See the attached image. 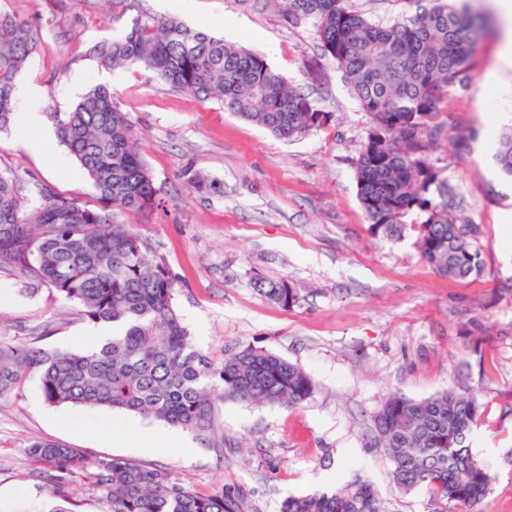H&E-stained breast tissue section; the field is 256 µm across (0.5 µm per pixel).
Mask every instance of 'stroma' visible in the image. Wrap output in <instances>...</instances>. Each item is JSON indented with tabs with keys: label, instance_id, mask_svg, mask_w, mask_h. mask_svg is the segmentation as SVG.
<instances>
[{
	"label": "stroma",
	"instance_id": "35a3bbf8",
	"mask_svg": "<svg viewBox=\"0 0 512 512\" xmlns=\"http://www.w3.org/2000/svg\"><path fill=\"white\" fill-rule=\"evenodd\" d=\"M261 56L321 102L327 125L295 140L170 90L145 71L106 69L92 58L123 28L109 24L111 0H0V12L30 22L39 49L19 84L41 90V112H65L91 87L107 86L128 112L158 189L147 214H121L147 258L165 259L179 280L174 305L193 346L215 359L252 345L300 366L314 392L301 405L214 400L208 430L178 429L179 447L112 442L127 413L95 410L106 428L74 424L79 407L46 403L37 382L0 400V491L22 489V512H52L51 471L30 461L36 440L83 449L92 459H128L171 469L193 491L224 488L241 512H279L291 495L365 481L385 512H446L427 492L399 491L387 454L371 445V418L390 394L420 400L453 388L480 406L469 444L491 476L481 512H512V181L493 160L512 124V76L497 79L499 37L486 35L467 91L442 104L449 135L432 153L466 216L481 230L485 269L448 281L414 246L373 236L358 200L354 161L369 128L310 25H288L261 0H140ZM37 130L0 132V169L86 202L96 191L67 149L51 140L23 147ZM287 282L299 301L285 308L254 286ZM0 340L44 336L45 346L84 349L88 322L78 306L0 265Z\"/></svg>",
	"mask_w": 512,
	"mask_h": 512
}]
</instances>
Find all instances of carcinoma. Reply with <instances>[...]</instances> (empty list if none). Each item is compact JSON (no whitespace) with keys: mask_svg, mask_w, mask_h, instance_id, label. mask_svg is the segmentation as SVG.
<instances>
[{"mask_svg":"<svg viewBox=\"0 0 512 512\" xmlns=\"http://www.w3.org/2000/svg\"><path fill=\"white\" fill-rule=\"evenodd\" d=\"M294 26L309 23L366 112L369 128L355 162L358 199L372 235L400 240L417 233L420 258L437 275L483 274L480 229L459 214L442 170L429 153L448 122L439 104L472 82L483 15L459 0L428 5L392 23H376L350 0H273ZM135 0H112L119 24ZM38 46L33 25L0 13V131L16 123L15 85ZM105 68H138L175 91L218 101L224 111L292 140L327 121L319 102L290 84L257 54L193 29L176 17L139 12L125 34L97 44ZM57 136L98 194L90 205L34 185L31 207L18 175L0 171V262L80 307L93 324L117 328L103 346L73 351L0 341V399L33 377L53 406L107 407L195 430L211 421L215 395L248 403L298 405L313 392L296 364L250 345L216 361L195 350L173 300L178 280L163 261L147 260L138 236L118 220L145 214L158 195L134 128L104 86L88 90L67 112L50 113ZM497 167L512 179V130L499 135ZM255 287L284 307L295 289L259 278ZM479 421L472 396L453 389L413 400L387 397L372 417L375 446L385 449L404 492L426 490L453 512H481L490 476L469 439ZM27 455L48 464L56 497L77 473L103 492L107 512H239L230 491L197 493L168 469L112 458L91 461L78 448L34 441ZM280 512H383L368 484L291 496Z\"/></svg>","mask_w":512,"mask_h":512,"instance_id":"cac0c4a2","label":"carcinoma"}]
</instances>
